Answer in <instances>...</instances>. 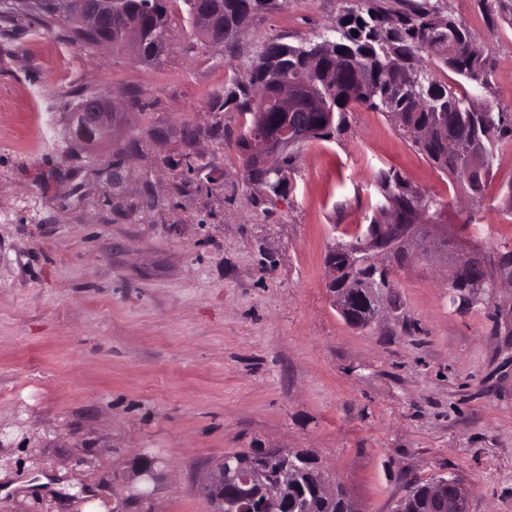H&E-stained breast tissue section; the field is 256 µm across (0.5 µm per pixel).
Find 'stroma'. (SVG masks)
Instances as JSON below:
<instances>
[{
  "label": "stroma",
  "mask_w": 512,
  "mask_h": 512,
  "mask_svg": "<svg viewBox=\"0 0 512 512\" xmlns=\"http://www.w3.org/2000/svg\"><path fill=\"white\" fill-rule=\"evenodd\" d=\"M491 73L480 104L512 113V0H438ZM347 0H285L235 52L172 9L156 65L76 44L73 28L0 0V512H207L225 453L308 448L361 512H392L413 480L512 512V275L467 310L444 255L512 251V141L470 197L383 113L350 104L335 136L294 149L276 197L250 186L247 83L269 39H318ZM112 104V133L71 139L77 103ZM399 172L441 203L447 239L411 255L382 318L345 322L325 254L356 235ZM156 462L147 499L128 481Z\"/></svg>",
  "instance_id": "1"
}]
</instances>
